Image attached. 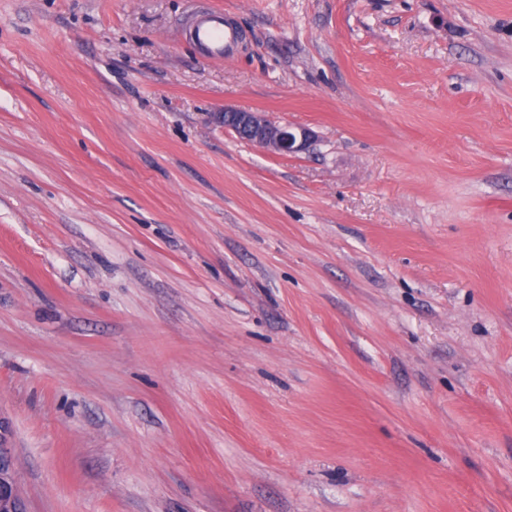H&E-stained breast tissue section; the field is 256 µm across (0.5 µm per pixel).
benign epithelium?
Returning a JSON list of instances; mask_svg holds the SVG:
<instances>
[{"label": "benign epithelium", "instance_id": "1", "mask_svg": "<svg viewBox=\"0 0 512 512\" xmlns=\"http://www.w3.org/2000/svg\"><path fill=\"white\" fill-rule=\"evenodd\" d=\"M216 121L238 138L273 153L296 154L307 150L314 138L304 127H293L269 119L261 112L226 109ZM4 422L0 420V512H25L10 449L3 447Z\"/></svg>", "mask_w": 512, "mask_h": 512}]
</instances>
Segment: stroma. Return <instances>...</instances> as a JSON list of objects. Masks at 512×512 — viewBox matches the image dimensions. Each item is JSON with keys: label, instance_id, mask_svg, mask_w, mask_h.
I'll list each match as a JSON object with an SVG mask.
<instances>
[{"label": "stroma", "instance_id": "1", "mask_svg": "<svg viewBox=\"0 0 512 512\" xmlns=\"http://www.w3.org/2000/svg\"><path fill=\"white\" fill-rule=\"evenodd\" d=\"M0 419L27 512H512V0H0ZM192 40L205 58L224 60L231 54L237 37L233 29L224 24V12L209 10L194 23ZM216 121L238 138L273 153L303 152L314 138L308 128L277 123L261 112L224 109V114L217 115Z\"/></svg>", "mask_w": 512, "mask_h": 512}]
</instances>
